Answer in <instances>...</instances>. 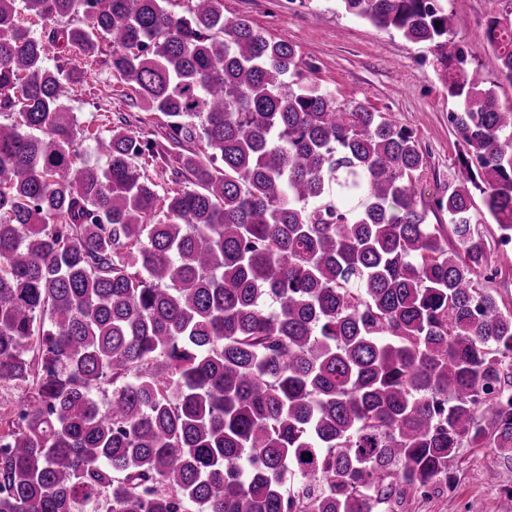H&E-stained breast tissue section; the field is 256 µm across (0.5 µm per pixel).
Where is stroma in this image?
Instances as JSON below:
<instances>
[{
  "label": "stroma",
  "mask_w": 512,
  "mask_h": 512,
  "mask_svg": "<svg viewBox=\"0 0 512 512\" xmlns=\"http://www.w3.org/2000/svg\"><path fill=\"white\" fill-rule=\"evenodd\" d=\"M512 10V0H448V13L465 42L484 36L491 14ZM227 17H243L267 37L294 44L315 65L311 78L331 90L338 101L358 99L371 111L413 130L426 149V174L420 183L425 203L455 183L458 144L449 112L456 100L437 73L434 50L407 41L394 31L375 27L340 12L335 0H224ZM77 80L66 99L81 129L96 130L108 117L125 115L131 129L162 139V115L144 111L101 61L72 62ZM462 464L451 472L450 488L415 512H512V501L484 474L503 469L507 459L488 448H465Z\"/></svg>",
  "instance_id": "stroma-1"
}]
</instances>
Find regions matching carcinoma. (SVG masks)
<instances>
[{"label": "carcinoma", "instance_id": "cac0c4a2", "mask_svg": "<svg viewBox=\"0 0 512 512\" xmlns=\"http://www.w3.org/2000/svg\"><path fill=\"white\" fill-rule=\"evenodd\" d=\"M0 0V512H407L461 448L512 457V20L457 40L447 0H336L427 43L459 108L456 185L418 200L413 131L340 102L224 0ZM28 12L67 24L46 34ZM166 118L120 117L80 164L75 69ZM204 144L203 151L190 148ZM160 163V192L138 161ZM478 191L499 232L474 222ZM470 74H476L480 79H484L490 85V81H495L497 76V60L491 53H483L478 60L473 61L467 66ZM508 267L502 275L497 277L492 283H484L489 288H494L497 291V298L502 308L512 310V263L508 261L505 263Z\"/></svg>", "mask_w": 512, "mask_h": 512}]
</instances>
